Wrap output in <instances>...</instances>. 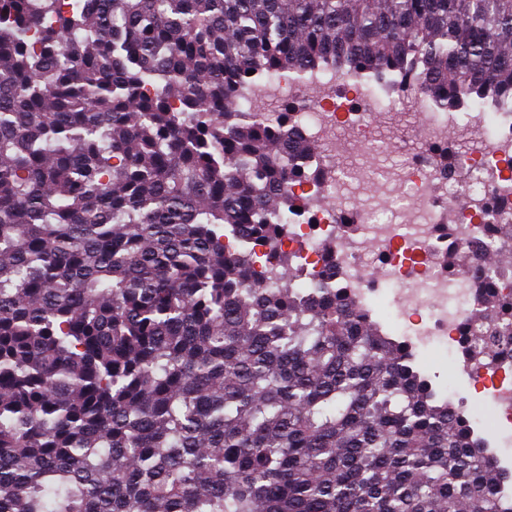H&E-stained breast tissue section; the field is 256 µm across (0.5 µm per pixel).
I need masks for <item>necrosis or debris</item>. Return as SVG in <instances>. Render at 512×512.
I'll use <instances>...</instances> for the list:
<instances>
[{"label": "necrosis or debris", "instance_id": "obj_1", "mask_svg": "<svg viewBox=\"0 0 512 512\" xmlns=\"http://www.w3.org/2000/svg\"><path fill=\"white\" fill-rule=\"evenodd\" d=\"M287 97L301 105L298 131L317 146L309 180L294 188L304 213L289 217L283 241L298 274L327 278L369 307L389 293L395 333L410 345L465 343L463 365L482 384L496 432L512 433V322L477 315L485 283L512 292V275L484 262L512 250L493 231L512 223V112L447 111L424 92L391 99L333 67L256 81L241 105L266 113ZM399 111L416 122V141L389 123ZM395 140L401 163L372 182V162L347 153L355 141ZM450 140L458 145L453 167L436 165L435 147ZM451 253L463 258L452 273L444 265Z\"/></svg>", "mask_w": 512, "mask_h": 512}]
</instances>
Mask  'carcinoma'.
I'll return each mask as SVG.
<instances>
[{
  "instance_id": "obj_1",
  "label": "carcinoma",
  "mask_w": 512,
  "mask_h": 512,
  "mask_svg": "<svg viewBox=\"0 0 512 512\" xmlns=\"http://www.w3.org/2000/svg\"><path fill=\"white\" fill-rule=\"evenodd\" d=\"M329 64L512 105V0H0V512H512L409 346L293 287L312 146L239 99Z\"/></svg>"
}]
</instances>
